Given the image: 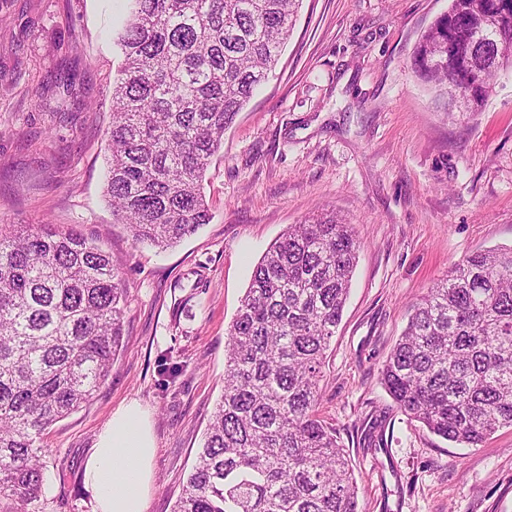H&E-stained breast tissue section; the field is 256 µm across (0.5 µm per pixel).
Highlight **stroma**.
<instances>
[{"instance_id":"obj_1","label":"stroma","mask_w":512,"mask_h":512,"mask_svg":"<svg viewBox=\"0 0 512 512\" xmlns=\"http://www.w3.org/2000/svg\"><path fill=\"white\" fill-rule=\"evenodd\" d=\"M447 9L302 0L273 76L205 173L210 223L160 250L134 243L105 195L122 0H0V226L78 229L112 256L128 295L111 374L44 437L39 512H92L85 462L133 400L156 443L147 512H172L224 392L226 333L254 265L289 225L326 211L360 243L318 405L353 468L358 512H512V427L474 448L445 441L380 376L413 307L455 263L512 246V69L461 121L411 69ZM68 73L74 98L57 83Z\"/></svg>"}]
</instances>
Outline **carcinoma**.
Masks as SVG:
<instances>
[{"label":"carcinoma","mask_w":512,"mask_h":512,"mask_svg":"<svg viewBox=\"0 0 512 512\" xmlns=\"http://www.w3.org/2000/svg\"><path fill=\"white\" fill-rule=\"evenodd\" d=\"M115 43L114 223L178 245L211 220L202 179L224 132L269 79L302 0H128ZM456 55L443 57L441 43ZM512 68V0H450L414 51L415 76L448 98ZM360 244L336 213L288 230L254 267L227 333L224 392L174 512H357L336 433L317 415ZM126 290L112 256L73 228L0 231V502L38 512L43 436L109 376ZM396 406L449 442L512 427V247L465 257L430 289L381 370Z\"/></svg>","instance_id":"1"}]
</instances>
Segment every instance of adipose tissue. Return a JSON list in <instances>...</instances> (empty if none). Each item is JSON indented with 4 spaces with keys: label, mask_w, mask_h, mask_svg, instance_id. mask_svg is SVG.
Listing matches in <instances>:
<instances>
[{
    "label": "adipose tissue",
    "mask_w": 512,
    "mask_h": 512,
    "mask_svg": "<svg viewBox=\"0 0 512 512\" xmlns=\"http://www.w3.org/2000/svg\"><path fill=\"white\" fill-rule=\"evenodd\" d=\"M153 455L146 411L135 401L118 407L99 431L85 465L92 512H146Z\"/></svg>",
    "instance_id": "ef3b65f1"
}]
</instances>
